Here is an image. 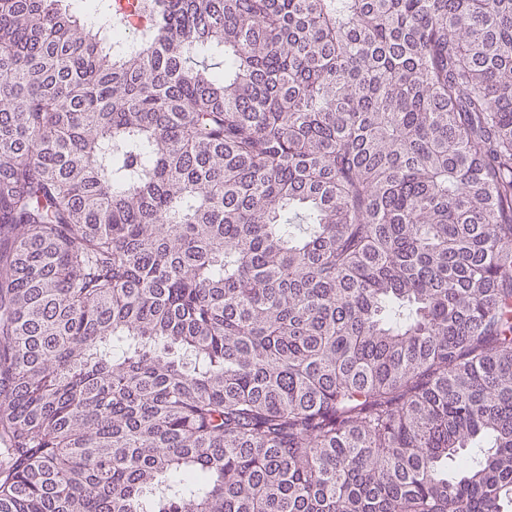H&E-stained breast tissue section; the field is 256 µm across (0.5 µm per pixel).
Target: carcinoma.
I'll return each mask as SVG.
<instances>
[{
	"instance_id": "obj_1",
	"label": "carcinoma",
	"mask_w": 512,
	"mask_h": 512,
	"mask_svg": "<svg viewBox=\"0 0 512 512\" xmlns=\"http://www.w3.org/2000/svg\"><path fill=\"white\" fill-rule=\"evenodd\" d=\"M134 2L0 0V512H512V0Z\"/></svg>"
}]
</instances>
